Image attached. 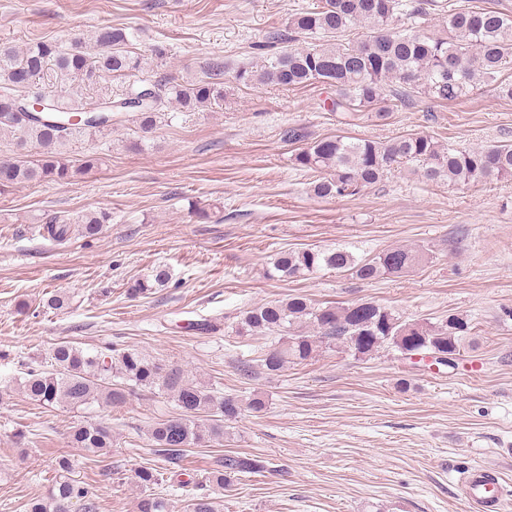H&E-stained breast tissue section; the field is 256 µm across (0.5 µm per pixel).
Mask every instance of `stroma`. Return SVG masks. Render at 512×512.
<instances>
[{
  "label": "stroma",
  "instance_id": "stroma-1",
  "mask_svg": "<svg viewBox=\"0 0 512 512\" xmlns=\"http://www.w3.org/2000/svg\"><path fill=\"white\" fill-rule=\"evenodd\" d=\"M316 0H0V42L86 38L101 25L134 29L136 52L159 47L151 66L177 79L224 59L223 107L171 108L148 134L128 121L66 146L71 160L100 153L98 169L70 183L16 185L0 193V512H26L45 496L55 461L90 485L97 512H137L134 472L162 466L147 428L173 415L144 391L119 407L42 408L20 389L56 343L93 352L135 347L200 375L219 392L259 393L267 405L225 422L223 444L195 446L163 484L171 512H186L225 455L261 457L263 472L211 487L224 512H470L459 484L468 464L502 476L512 512V181L451 186L398 169L358 195L319 199L312 173L292 158L297 128L314 141L333 135L389 141L424 132L462 149L512 144V99L481 89L461 102L427 98L388 119L331 111L335 88H238L233 76L257 59L256 44ZM104 209L93 238L45 235L50 217ZM347 248L372 257L420 250L419 266L367 283L325 269L269 278L286 249ZM166 267V288L143 297L132 279ZM314 303L374 302L403 319L467 316L474 335L455 366L431 368L381 351L357 358L329 350L269 375L275 345L231 330L248 308L291 294ZM66 295L61 310L47 308ZM221 319L217 333L195 323ZM249 362L251 376L240 371ZM108 419L109 452L70 443L76 423Z\"/></svg>",
  "mask_w": 512,
  "mask_h": 512
}]
</instances>
